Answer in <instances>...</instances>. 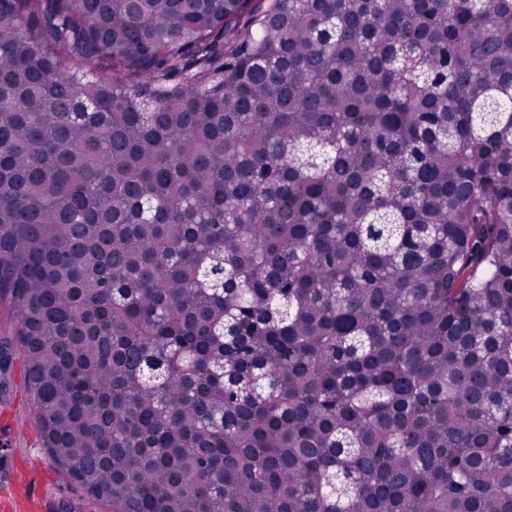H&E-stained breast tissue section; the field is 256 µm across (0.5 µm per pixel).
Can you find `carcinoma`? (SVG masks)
Returning a JSON list of instances; mask_svg holds the SVG:
<instances>
[{
  "label": "carcinoma",
  "mask_w": 512,
  "mask_h": 512,
  "mask_svg": "<svg viewBox=\"0 0 512 512\" xmlns=\"http://www.w3.org/2000/svg\"><path fill=\"white\" fill-rule=\"evenodd\" d=\"M0 290L112 512H512V0H0Z\"/></svg>",
  "instance_id": "1"
}]
</instances>
